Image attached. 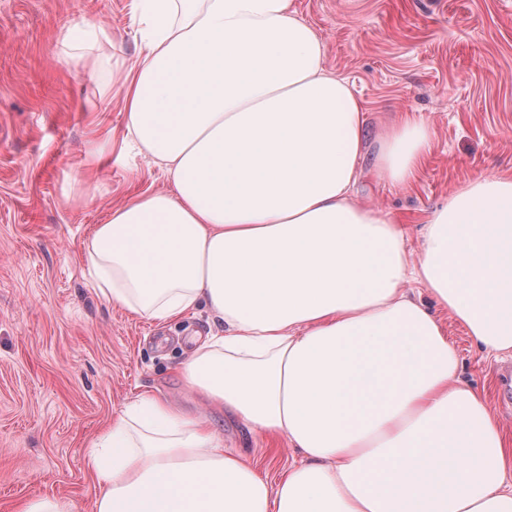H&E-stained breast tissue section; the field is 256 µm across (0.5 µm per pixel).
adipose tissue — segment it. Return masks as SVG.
Returning a JSON list of instances; mask_svg holds the SVG:
<instances>
[{
  "label": "adipose tissue",
  "mask_w": 512,
  "mask_h": 512,
  "mask_svg": "<svg viewBox=\"0 0 512 512\" xmlns=\"http://www.w3.org/2000/svg\"><path fill=\"white\" fill-rule=\"evenodd\" d=\"M135 18L131 65L103 24L65 37L104 84L123 74L124 148L174 186L95 226V286L159 323L205 307L191 390L300 457L269 481L208 417L144 394L92 443L94 512H512V449L436 315L512 352V176L456 189L412 256L405 229L354 198L365 109L292 0H136ZM431 136L386 132L392 181Z\"/></svg>",
  "instance_id": "adipose-tissue-1"
}]
</instances>
